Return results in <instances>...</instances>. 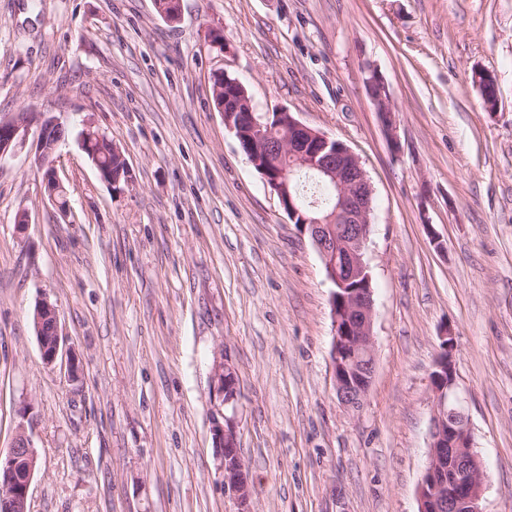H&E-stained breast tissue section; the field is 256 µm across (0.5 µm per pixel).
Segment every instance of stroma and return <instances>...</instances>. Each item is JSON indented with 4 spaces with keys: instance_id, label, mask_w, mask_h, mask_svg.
<instances>
[{
    "instance_id": "obj_1",
    "label": "stroma",
    "mask_w": 512,
    "mask_h": 512,
    "mask_svg": "<svg viewBox=\"0 0 512 512\" xmlns=\"http://www.w3.org/2000/svg\"><path fill=\"white\" fill-rule=\"evenodd\" d=\"M218 71L257 114L344 142L371 181L377 363L360 412L336 399L323 263L225 128ZM23 110L70 119L54 155L68 212L29 150L0 161V453L25 422L29 512H237L211 435L223 357L251 512H418L447 327L481 508L512 512V0H182L173 24L153 0H0V116ZM86 121L129 181L101 179ZM44 296L78 374L41 358ZM367 93L376 105L382 127L392 147H398L396 135L397 121L394 116V107L391 104L388 88L382 77L371 71L365 80Z\"/></svg>"
}]
</instances>
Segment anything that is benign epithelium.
<instances>
[{
	"label": "benign epithelium",
	"mask_w": 512,
	"mask_h": 512,
	"mask_svg": "<svg viewBox=\"0 0 512 512\" xmlns=\"http://www.w3.org/2000/svg\"><path fill=\"white\" fill-rule=\"evenodd\" d=\"M224 84L236 89L237 96H224L217 110L224 126L241 143L249 144L245 154L258 168L265 183L279 199L291 222L298 223L319 254L332 285L367 280L361 288L330 297L334 334L330 365L339 403L352 412L360 411L368 394L376 367L373 333L374 303L366 251L370 235L373 187L358 158L344 143L313 130L282 109L273 118L254 112L241 82L228 75ZM367 93L376 105L382 127L393 148H399L397 121L388 88L375 71L365 80ZM37 137L33 165L46 170L51 197L65 190L57 178L52 157L63 141L66 122L48 112H18L0 118V161L26 147L31 129ZM116 165H103L90 154L101 177L111 185L129 178V165L117 146H112ZM298 165L336 187L337 203L329 218L309 217L305 209L317 207L293 198L288 166ZM33 324L41 356L53 365L63 355L64 335L56 306L43 298L33 310ZM454 333L449 327L441 336V352L430 375L433 414L430 425L428 466L418 489V512H483L480 500L486 473L474 452V439L457 384L453 360ZM224 405L231 413L213 418L214 448L224 471V492L238 506L250 512L251 487L240 452L237 422V388L233 368L219 362L214 368ZM38 460L37 449L24 424H19L6 456H0V512H28V498Z\"/></svg>",
	"instance_id": "benign-epithelium-1"
}]
</instances>
